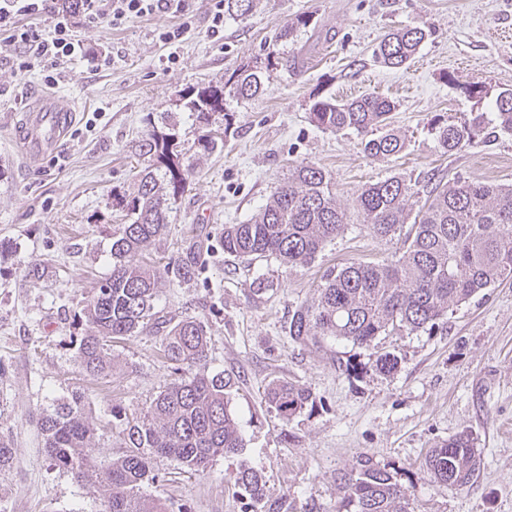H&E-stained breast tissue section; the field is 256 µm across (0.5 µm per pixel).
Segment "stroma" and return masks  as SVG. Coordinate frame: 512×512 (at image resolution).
Segmentation results:
<instances>
[{"label": "stroma", "mask_w": 512, "mask_h": 512, "mask_svg": "<svg viewBox=\"0 0 512 512\" xmlns=\"http://www.w3.org/2000/svg\"><path fill=\"white\" fill-rule=\"evenodd\" d=\"M303 13L312 22L288 46L289 68L272 72L261 96L237 106L236 132L223 149L197 155L169 233L150 251L166 260L198 240L215 247L197 279L165 280L155 308L169 318L204 317L208 364L235 382L230 409L246 447L200 474L154 458L160 479L143 491L171 512H245L248 499L236 484L245 464L263 473L267 503L337 512L338 474L369 456L397 472L412 512H512V280L453 307L433 331L382 335L368 349L331 339L298 343L284 330L296 306L316 299L326 268L404 251V234L377 238L364 224L354 200L366 185L391 176L512 184V135L445 154L429 131L435 115L493 111L497 94L512 89V40L491 36L512 32V0H260L247 20H225L215 38L207 34L208 0H194L187 32L171 45L157 38L171 24L166 17L118 31L80 25L75 35L88 55L108 52L111 62L96 70L86 59L61 63L52 87L42 69L17 74L13 47L0 41V436L14 448L0 470V512H103L97 493L54 465L38 421L53 403L83 393L104 463L124 453L128 422L174 378L156 332L113 342L111 378L86 375L78 364L73 339L87 330L79 312L112 270V234L123 222L112 196L134 192V172L145 164L139 146L151 121L177 112L179 91L227 79L273 47L279 24ZM406 25L431 34L404 68L383 67L375 47ZM469 82L482 83L486 96L468 97ZM49 88L80 110L58 155L32 164L14 142L10 112ZM328 91L394 98L403 151L372 160L356 135L314 126L310 102ZM300 162L331 174L347 213L344 230L306 266L225 255V225L255 215ZM386 351L398 366L383 375L373 361ZM350 362L359 372L347 373ZM278 378L310 387L314 411L287 423L269 411L265 390ZM459 434L481 454L477 478L462 489L423 480L426 452Z\"/></svg>", "instance_id": "1"}]
</instances>
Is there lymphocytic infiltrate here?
<instances>
[{"instance_id":"obj_1","label":"lymphocytic infiltrate","mask_w":512,"mask_h":512,"mask_svg":"<svg viewBox=\"0 0 512 512\" xmlns=\"http://www.w3.org/2000/svg\"><path fill=\"white\" fill-rule=\"evenodd\" d=\"M191 0H79L77 11L58 9L56 0H0V33L18 50L16 70L27 74L34 64L57 66L83 54V44L74 30L81 23H107L120 29L135 19L153 14L171 17L188 15ZM25 15L45 16L53 26L49 32L21 24Z\"/></svg>"}]
</instances>
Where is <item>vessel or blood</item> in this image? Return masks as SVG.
<instances>
[{"label": "vessel or blood", "mask_w": 512, "mask_h": 512, "mask_svg": "<svg viewBox=\"0 0 512 512\" xmlns=\"http://www.w3.org/2000/svg\"><path fill=\"white\" fill-rule=\"evenodd\" d=\"M73 119V110L53 93H44L15 125V133L30 161H40L56 152Z\"/></svg>", "instance_id": "obj_1"}]
</instances>
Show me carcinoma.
I'll return each instance as SVG.
<instances>
[{
  "label": "carcinoma",
  "mask_w": 512,
  "mask_h": 512,
  "mask_svg": "<svg viewBox=\"0 0 512 512\" xmlns=\"http://www.w3.org/2000/svg\"><path fill=\"white\" fill-rule=\"evenodd\" d=\"M256 0H224V16L243 21L253 14ZM309 15H297L277 28L276 40L293 44L307 28ZM427 36L420 25L389 31L374 51L386 67L408 64ZM283 57L271 50L254 64L235 69L223 82L191 88L179 95L184 111L208 125L224 112V133L235 124L232 103L263 93L270 72ZM496 112H472L450 121L436 115L431 131L438 148L454 152L499 132L512 135V90L500 92ZM394 101L365 93L349 101L319 95L311 101L314 126L331 132H351L361 138L363 154L379 160L398 153L401 139L389 130ZM174 128L154 129L144 147L148 164L136 172L137 191L113 196L112 206L124 212L125 224L112 235V272L82 308L87 332L76 339L78 359L87 373L112 376L110 343L141 333L148 327L163 329V354L175 372L189 374L167 384L142 416L128 424L126 451L106 464L94 457L93 427L85 414L84 395L74 394L40 418L44 448L56 466L77 481L100 492L105 512H168L166 504L142 493L154 482L152 460L172 457L188 472H204L218 455H236L245 448L239 423L229 409L234 381L213 373L207 364L208 336L198 316L160 319L154 300L161 281L173 275L190 280L200 275L211 248L198 241L174 265L159 267L139 259L166 231L169 212L186 191L191 165L176 179L172 150ZM331 174L315 164L292 166L288 177L275 186L268 202L251 219L224 226V253L249 263L274 258L288 267L308 265L324 245L343 231L347 214L336 202ZM412 184L397 176L366 186L355 200L370 233L387 238L413 219L408 245L395 260L350 263L328 268L321 277L318 298L300 304L285 330L294 341L330 338L369 347L382 335L431 331L448 311L480 291L512 279V187L454 179L437 184L415 216L408 201ZM397 356L378 355L375 370H396ZM265 404L285 422L314 410L310 388L274 380L266 388ZM481 457L474 439L455 436L431 449L422 464L423 477L457 489L469 485L480 472ZM345 490L344 512H409V496L397 472L366 457L358 467L338 477ZM238 487L250 499L252 512H263L264 479L249 467L240 470Z\"/></svg>",
  "instance_id": "cac0c4a2"
}]
</instances>
